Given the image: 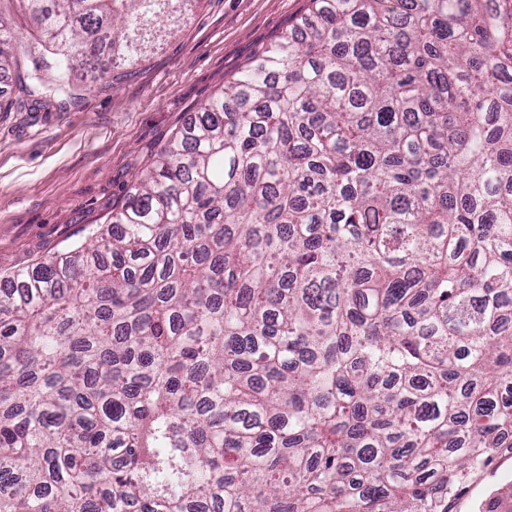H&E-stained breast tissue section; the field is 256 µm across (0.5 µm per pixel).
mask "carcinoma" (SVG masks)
I'll return each instance as SVG.
<instances>
[{"label":"carcinoma","instance_id":"carcinoma-1","mask_svg":"<svg viewBox=\"0 0 512 512\" xmlns=\"http://www.w3.org/2000/svg\"><path fill=\"white\" fill-rule=\"evenodd\" d=\"M67 96L197 0H20ZM512 448V0H307L74 250L0 281V512H449Z\"/></svg>","mask_w":512,"mask_h":512}]
</instances>
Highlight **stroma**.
Here are the masks:
<instances>
[{"instance_id":"1","label":"stroma","mask_w":512,"mask_h":512,"mask_svg":"<svg viewBox=\"0 0 512 512\" xmlns=\"http://www.w3.org/2000/svg\"><path fill=\"white\" fill-rule=\"evenodd\" d=\"M306 0H201L146 60L75 88L72 103L22 102L0 76V277L105 225L160 147L300 15ZM512 487L495 461L454 512Z\"/></svg>"}]
</instances>
